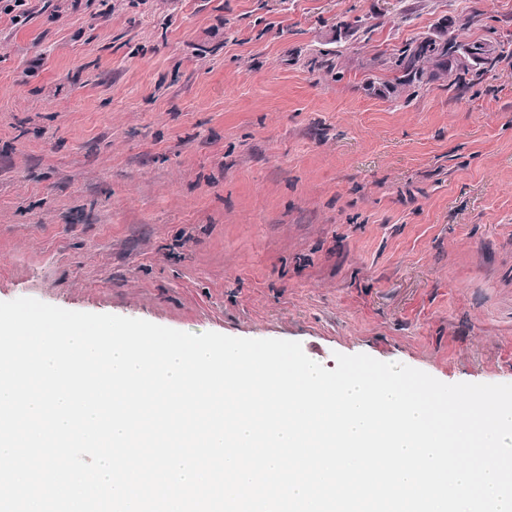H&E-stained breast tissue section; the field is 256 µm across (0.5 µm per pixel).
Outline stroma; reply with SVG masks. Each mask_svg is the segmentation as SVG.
Returning <instances> with one entry per match:
<instances>
[{
  "label": "stroma",
  "mask_w": 512,
  "mask_h": 512,
  "mask_svg": "<svg viewBox=\"0 0 512 512\" xmlns=\"http://www.w3.org/2000/svg\"><path fill=\"white\" fill-rule=\"evenodd\" d=\"M27 8L0 13V301L512 383V64L461 98L369 64L474 13L460 41L512 40V0Z\"/></svg>",
  "instance_id": "35a3bbf8"
}]
</instances>
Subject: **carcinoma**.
<instances>
[{"instance_id":"carcinoma-1","label":"carcinoma","mask_w":512,"mask_h":512,"mask_svg":"<svg viewBox=\"0 0 512 512\" xmlns=\"http://www.w3.org/2000/svg\"><path fill=\"white\" fill-rule=\"evenodd\" d=\"M339 26L356 38L370 30L367 21L360 16L342 20ZM482 44L481 40L462 43L452 35L439 40L427 37L406 44L396 53L380 56L378 62L394 74L392 90L395 92L406 88L417 92L440 81L464 91L481 83L503 61L512 60V48L499 41L495 50L482 60L471 58L472 51Z\"/></svg>"}]
</instances>
